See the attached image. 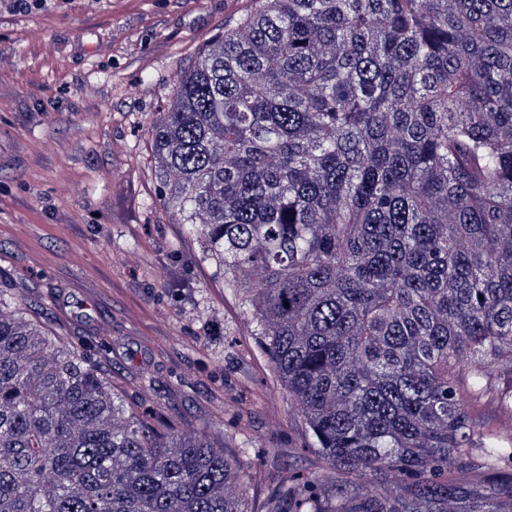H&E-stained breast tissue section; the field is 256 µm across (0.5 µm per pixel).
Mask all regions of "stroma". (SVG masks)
I'll list each match as a JSON object with an SVG mask.
<instances>
[{
    "instance_id": "obj_1",
    "label": "stroma",
    "mask_w": 512,
    "mask_h": 512,
    "mask_svg": "<svg viewBox=\"0 0 512 512\" xmlns=\"http://www.w3.org/2000/svg\"><path fill=\"white\" fill-rule=\"evenodd\" d=\"M251 0H0V286L35 299L136 411L218 418L266 476L313 468L240 310L156 196L176 71Z\"/></svg>"
}]
</instances>
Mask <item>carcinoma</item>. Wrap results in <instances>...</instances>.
Here are the masks:
<instances>
[{"label":"carcinoma","mask_w":512,"mask_h":512,"mask_svg":"<svg viewBox=\"0 0 512 512\" xmlns=\"http://www.w3.org/2000/svg\"><path fill=\"white\" fill-rule=\"evenodd\" d=\"M149 130L319 459L157 428L0 289V512H512V0H253Z\"/></svg>","instance_id":"carcinoma-1"}]
</instances>
